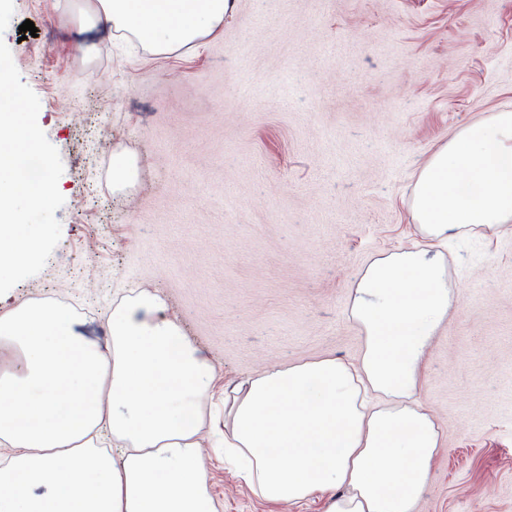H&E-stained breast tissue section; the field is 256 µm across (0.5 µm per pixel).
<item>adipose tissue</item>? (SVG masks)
Returning a JSON list of instances; mask_svg holds the SVG:
<instances>
[{"label":"adipose tissue","mask_w":512,"mask_h":512,"mask_svg":"<svg viewBox=\"0 0 512 512\" xmlns=\"http://www.w3.org/2000/svg\"><path fill=\"white\" fill-rule=\"evenodd\" d=\"M236 0H95L90 27L168 55L223 30ZM423 247L368 265L349 315L351 361L249 376L224 396V461L258 497L323 512H417L444 444L422 399L433 336L454 305L430 242L512 223V111L464 128L421 168ZM156 291L109 311V341L76 310L27 300L0 314V512H217L199 433L215 380Z\"/></svg>","instance_id":"1"}]
</instances>
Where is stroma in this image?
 I'll return each mask as SVG.
<instances>
[{"label": "stroma", "mask_w": 512, "mask_h": 512, "mask_svg": "<svg viewBox=\"0 0 512 512\" xmlns=\"http://www.w3.org/2000/svg\"><path fill=\"white\" fill-rule=\"evenodd\" d=\"M87 8L0 0L65 199L59 243L0 313L59 301L101 339L113 303L159 291L217 376L207 438L224 429L226 384L358 356L351 290L418 240L420 169L512 110V0H238L222 33L165 59L83 27ZM116 153L138 163L121 190ZM442 251L460 299L425 360L444 445L418 512H512V230ZM203 454L217 512H321L317 498L265 502Z\"/></svg>", "instance_id": "stroma-1"}]
</instances>
